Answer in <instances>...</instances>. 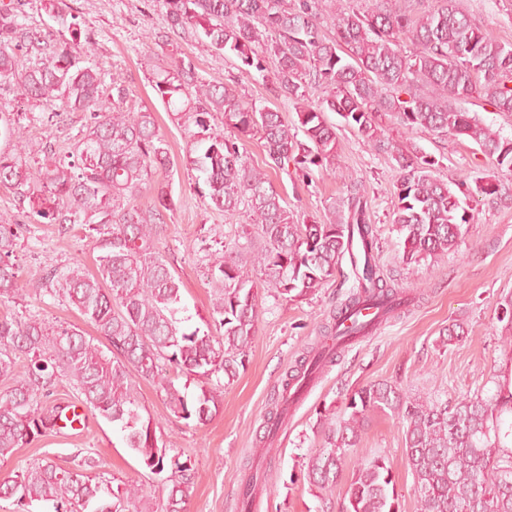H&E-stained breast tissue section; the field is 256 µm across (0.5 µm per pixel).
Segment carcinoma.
Returning a JSON list of instances; mask_svg holds the SVG:
<instances>
[{"label": "carcinoma", "mask_w": 512, "mask_h": 512, "mask_svg": "<svg viewBox=\"0 0 512 512\" xmlns=\"http://www.w3.org/2000/svg\"><path fill=\"white\" fill-rule=\"evenodd\" d=\"M169 28L205 38L211 48L233 55L241 74L267 71L273 91L288 97L297 120L245 101L232 86L201 79L194 64L177 54L169 36L157 33L160 53L148 57L157 96L177 123L188 129L186 162L199 172L196 191L207 205L234 220L246 215L252 233L246 243L208 254L207 277L216 290L209 318L190 326L178 317L181 281L157 243L165 214L176 206L167 177L170 158L153 113L123 107L125 90L104 95L105 72L88 51L78 50L76 16L66 0H41L61 38L41 44L18 21L14 3L0 4V84L45 109L48 117L85 112L91 122L74 138L69 164L47 157L32 162L25 127L0 111L9 149H0V186L29 201L45 224H85L90 244L99 251L97 272L77 263L54 269L45 280L50 294L76 307L105 340V346L71 325L50 324L34 315L0 316V462L56 426L81 403L115 425L142 466L170 485L162 512H184L193 479L192 466L158 446L153 418L139 404L132 374L157 382L164 404L175 417L203 425L218 410L213 386L236 377L239 359L255 334L260 271L277 296L290 301L315 294L335 278L344 254L358 278V289L329 312L320 334L323 344L305 347L283 389L333 362L345 335H364L366 324L353 314L362 305L380 308L389 318L405 301L387 284L377 254L375 227L367 219L365 191L353 182L339 214L326 222H299L284 206L272 173L294 169L332 170L336 158L334 112L365 142L396 161L398 205L392 223L403 235L405 264L419 263L457 249L462 226L473 220L461 197L501 194L502 184L486 181L471 190L452 189L433 177L435 161L417 148L377 138L375 120L384 113L405 129L463 136L512 172V140L504 139L455 102L484 98L499 112L512 113V43L487 38L457 6H438L414 17L401 0H375L364 11L344 0H159ZM331 23L334 36L323 32ZM69 36H64V33ZM422 47L411 59L400 41ZM35 51L25 65L19 52ZM324 89L315 104L309 89ZM220 113L226 133L211 131ZM260 141L264 159L251 164L244 142ZM154 192L153 205L136 198ZM11 225L0 224V301L25 294L27 281L10 262L16 248ZM503 346H512V297L500 304ZM197 381L193 391L163 377L164 367ZM66 380L76 402L43 404ZM494 388L466 395L450 405L438 399L403 396L385 383L363 385L345 394L340 410L319 414L323 445L310 454L306 478L320 492L338 486L344 457L356 444L369 414L388 409L407 423L405 460L414 479L421 512H512V377L493 380ZM94 457L63 469L50 459L37 461L0 480V499L14 512H33L50 502L54 512H130L141 496L133 485L112 487L92 474ZM342 512H401L390 461L382 456L360 463L347 485Z\"/></svg>", "instance_id": "cac0c4a2"}]
</instances>
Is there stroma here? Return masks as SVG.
<instances>
[{
  "mask_svg": "<svg viewBox=\"0 0 512 512\" xmlns=\"http://www.w3.org/2000/svg\"><path fill=\"white\" fill-rule=\"evenodd\" d=\"M81 29L90 33L95 61L104 70L106 86L126 92V104L153 112L168 144L173 162L172 190L179 203L165 215V232L158 242L161 253L181 282L183 300L192 324L208 317L213 286L207 278V248L221 234H233L222 213L211 209L193 189V173L186 166L187 130L172 122L154 92L143 66L154 51L149 36L168 29L157 0H67ZM459 8L491 40L512 43V0H457ZM181 55L193 60L208 82H237L241 94L256 106L277 104L295 120L287 97L275 96L259 74L241 75L235 60L224 58L204 40L174 37ZM0 110L16 114L26 128L29 159L48 154L67 155L73 138L85 128L88 116L70 112L63 120L48 121L41 106L18 102L9 86H0ZM337 170L365 188L369 218L378 236V260L387 276L412 296L413 304L396 312L373 334L345 348L336 363L323 370L304 399L288 411V420L272 438L273 450L260 457V438L266 431L273 402L282 382L305 345L319 335L325 313L340 305L353 285L349 262L342 273L315 294L288 302L273 289L258 299L255 334L245 365L230 384L218 388L219 410L211 421L198 425L176 418L166 409L157 383L137 380L140 403L155 421L160 446L169 454L190 461L195 482L185 512H240L238 495L251 467L262 466L268 491L255 512H340L341 492L311 491L302 474L306 458L320 447L318 412L341 405L347 390L387 382L410 396L454 401L458 396L491 388L495 371L505 366L502 325L498 307L512 295V174L502 172L494 158L470 139L438 137L417 129L405 131L386 117L379 136L391 143L413 145L434 159V174L448 183L468 186L499 180L501 199L472 196L474 223L464 225L456 251L408 265L402 260L403 242L392 222L398 203L399 171L391 155L372 151L362 136L341 124L336 113ZM274 184L299 220L329 216L335 202L346 194L342 181L320 173L294 172L275 178ZM13 225L17 234L16 262L25 280L38 281L48 269L81 263L96 269V253L89 246L88 229L81 224H41L28 203L0 187V223ZM1 313L36 314L52 324L78 326L86 335L94 329L67 303L31 292L22 299L0 304ZM461 324L464 336L449 341L442 331ZM405 425L394 413L376 412L342 464L341 480L349 482L361 460L386 456L392 466L402 512H420L414 480L405 455ZM90 455L113 484L134 483L143 490L148 507H157L166 492L160 480L142 467L110 423L87 414L84 425L53 429L0 462V479L14 475L37 460L49 457L64 468L76 456Z\"/></svg>",
  "mask_w": 512,
  "mask_h": 512,
  "instance_id": "stroma-1",
  "label": "stroma"
}]
</instances>
